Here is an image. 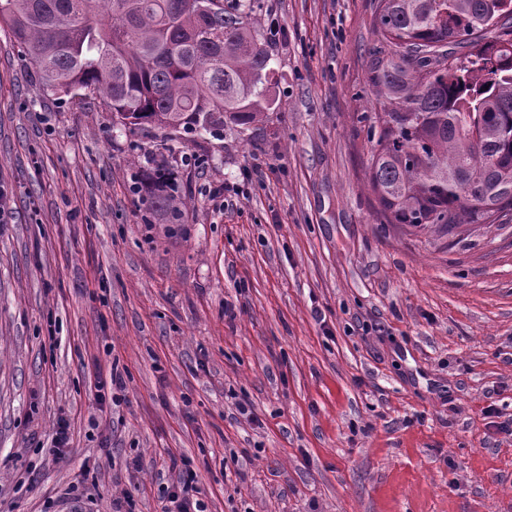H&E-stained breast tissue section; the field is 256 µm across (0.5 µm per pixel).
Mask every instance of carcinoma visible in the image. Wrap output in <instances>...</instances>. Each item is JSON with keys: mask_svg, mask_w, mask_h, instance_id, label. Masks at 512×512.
Segmentation results:
<instances>
[{"mask_svg": "<svg viewBox=\"0 0 512 512\" xmlns=\"http://www.w3.org/2000/svg\"><path fill=\"white\" fill-rule=\"evenodd\" d=\"M260 2L0 0V23L47 92L97 101L131 133L214 136L257 128L275 103ZM375 28L368 182L383 223L440 237L494 223L512 209V0H378ZM134 180L153 215L178 221L165 160Z\"/></svg>", "mask_w": 512, "mask_h": 512, "instance_id": "obj_1", "label": "carcinoma"}]
</instances>
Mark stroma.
<instances>
[{
	"mask_svg": "<svg viewBox=\"0 0 512 512\" xmlns=\"http://www.w3.org/2000/svg\"><path fill=\"white\" fill-rule=\"evenodd\" d=\"M262 3L279 106L219 137L47 94L0 25V512H164L166 451L209 512H512V210L381 223L376 0ZM159 153L176 224L130 190Z\"/></svg>",
	"mask_w": 512,
	"mask_h": 512,
	"instance_id": "stroma-1",
	"label": "stroma"
}]
</instances>
